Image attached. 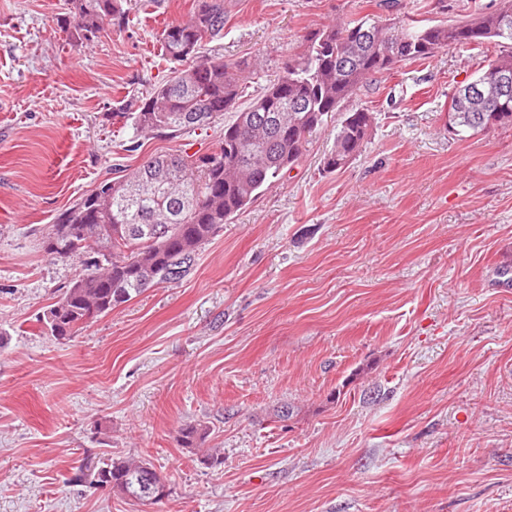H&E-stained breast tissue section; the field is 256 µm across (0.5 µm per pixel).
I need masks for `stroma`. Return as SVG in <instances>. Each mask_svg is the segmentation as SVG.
Instances as JSON below:
<instances>
[{"label":"stroma","instance_id":"obj_1","mask_svg":"<svg viewBox=\"0 0 512 512\" xmlns=\"http://www.w3.org/2000/svg\"><path fill=\"white\" fill-rule=\"evenodd\" d=\"M381 2L225 0L207 49L259 60L264 87L329 23L499 4ZM192 3L127 0L128 27L76 45L64 0H0V512H512V126L448 128L495 44L377 76L342 105L376 114L346 167L323 166L326 120L184 280L70 339L40 330L79 273L43 250L58 214L113 164L207 153L224 133L140 140L112 120L168 79L162 30ZM191 421L221 465L179 445ZM107 454L148 460L166 500L79 478Z\"/></svg>","mask_w":512,"mask_h":512}]
</instances>
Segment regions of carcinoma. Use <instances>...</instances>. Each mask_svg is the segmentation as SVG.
<instances>
[{"mask_svg":"<svg viewBox=\"0 0 512 512\" xmlns=\"http://www.w3.org/2000/svg\"><path fill=\"white\" fill-rule=\"evenodd\" d=\"M61 19L71 41L86 44L104 25L129 24L122 0H67ZM224 0H195L186 20L165 25L162 49L179 68L149 97L131 101L112 119L129 121L144 137H176L223 119L221 142L205 154H160L133 170L116 167L56 217L46 236L53 259H82L77 278L37 318L50 335L71 337L83 325L104 316L146 289L184 279L203 244L232 216L281 180L286 167L302 158L324 118L336 115V136L324 157V169L345 167L360 152L375 123L374 112L341 104L368 80L403 61H423L450 46L512 43V0L452 24L421 25L409 19L384 24L367 15L331 24L307 34L302 50L289 60L278 80L256 94L247 93L253 72L241 61L200 54L202 44L224 38ZM512 74V50L481 69V94L469 96L471 83L451 98L450 124L461 132L512 126V85L498 75ZM247 97L243 109L239 101ZM302 100L306 108L292 111ZM207 426L190 423L177 442L194 449ZM147 462L134 457L89 460L80 467L91 483L108 477L137 489Z\"/></svg>","mask_w":512,"mask_h":512,"instance_id":"1","label":"carcinoma"}]
</instances>
